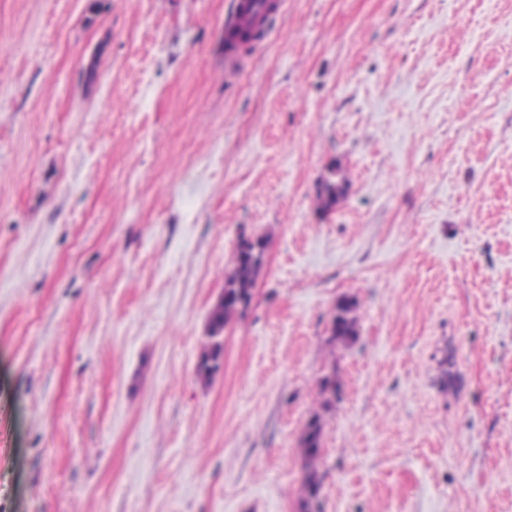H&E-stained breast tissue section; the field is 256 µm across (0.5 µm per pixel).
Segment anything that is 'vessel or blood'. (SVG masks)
<instances>
[{"label": "vessel or blood", "mask_w": 512, "mask_h": 512, "mask_svg": "<svg viewBox=\"0 0 512 512\" xmlns=\"http://www.w3.org/2000/svg\"><path fill=\"white\" fill-rule=\"evenodd\" d=\"M284 5V0H237L231 15L224 21V68L232 70L241 35L269 29Z\"/></svg>", "instance_id": "obj_1"}]
</instances>
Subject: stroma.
Returning a JSON list of instances; mask_svg holds the SVG:
<instances>
[{"label": "stroma", "instance_id": "obj_1", "mask_svg": "<svg viewBox=\"0 0 512 512\" xmlns=\"http://www.w3.org/2000/svg\"><path fill=\"white\" fill-rule=\"evenodd\" d=\"M235 2L0 0V512H296L331 372L320 512H512V0H286L228 80ZM268 240L258 236L257 242L241 237L235 247L231 268L224 276V290L212 307L208 318V342L205 343L196 367L197 378L203 383L212 380L223 360L224 329L234 323L248 305L244 301L252 289L264 264ZM358 302L355 298L345 296L339 299L332 311L328 325V342L345 346L354 343L358 337Z\"/></svg>", "mask_w": 512, "mask_h": 512}]
</instances>
